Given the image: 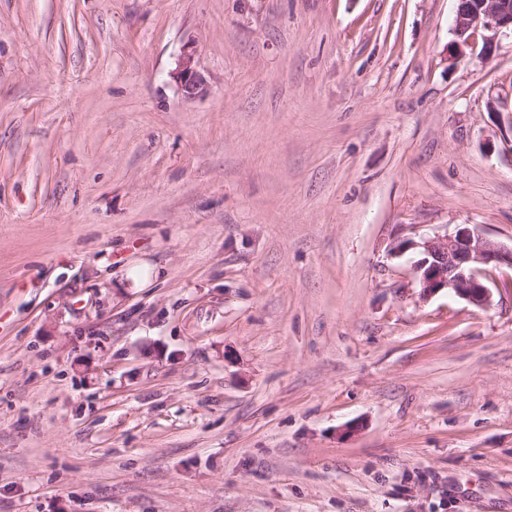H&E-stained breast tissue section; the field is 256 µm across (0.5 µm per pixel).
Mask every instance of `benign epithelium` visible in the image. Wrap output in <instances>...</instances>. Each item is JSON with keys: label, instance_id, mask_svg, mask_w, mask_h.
Here are the masks:
<instances>
[{"label": "benign epithelium", "instance_id": "7a95c632", "mask_svg": "<svg viewBox=\"0 0 512 512\" xmlns=\"http://www.w3.org/2000/svg\"><path fill=\"white\" fill-rule=\"evenodd\" d=\"M453 28L467 45L481 36V53L486 55L500 34L512 32V0H470L468 7L457 9ZM174 79L189 99L206 93V79L195 65L191 48L184 49ZM416 248L420 249L422 258L415 262V269L425 297L445 289L475 306L487 307L492 293L481 272L487 268H512V246L494 243L467 224L443 237L402 241L395 251L403 253Z\"/></svg>", "mask_w": 512, "mask_h": 512}]
</instances>
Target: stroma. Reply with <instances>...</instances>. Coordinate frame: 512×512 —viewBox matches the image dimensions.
<instances>
[{"label":"stroma","instance_id":"1","mask_svg":"<svg viewBox=\"0 0 512 512\" xmlns=\"http://www.w3.org/2000/svg\"><path fill=\"white\" fill-rule=\"evenodd\" d=\"M457 4L0 0V512H512V269L393 253L512 244ZM173 78L186 98L194 99L206 93V79L195 65L194 51L190 47L184 49ZM416 248L422 255L415 262V269L424 297L446 288L448 294L486 307L491 303L492 293L480 276L482 270L512 268V245L494 243L467 224L443 237L402 241L394 249L404 253Z\"/></svg>","mask_w":512,"mask_h":512}]
</instances>
